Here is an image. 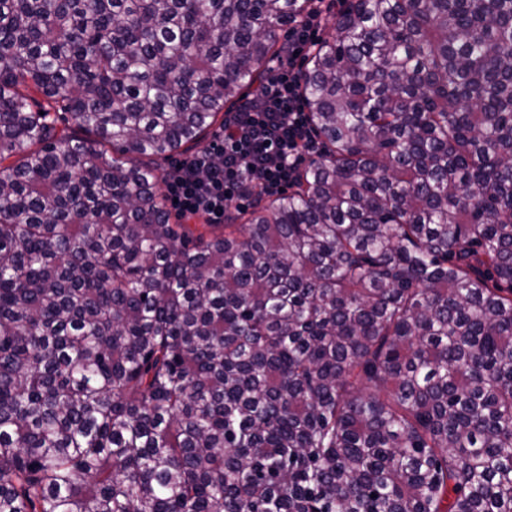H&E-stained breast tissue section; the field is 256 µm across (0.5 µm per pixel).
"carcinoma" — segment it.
<instances>
[{"instance_id": "carcinoma-1", "label": "carcinoma", "mask_w": 512, "mask_h": 512, "mask_svg": "<svg viewBox=\"0 0 512 512\" xmlns=\"http://www.w3.org/2000/svg\"><path fill=\"white\" fill-rule=\"evenodd\" d=\"M311 2L0 0V512H512V0H348L288 189L162 202Z\"/></svg>"}]
</instances>
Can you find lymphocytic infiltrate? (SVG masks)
Instances as JSON below:
<instances>
[{
  "label": "lymphocytic infiltrate",
  "mask_w": 512,
  "mask_h": 512,
  "mask_svg": "<svg viewBox=\"0 0 512 512\" xmlns=\"http://www.w3.org/2000/svg\"><path fill=\"white\" fill-rule=\"evenodd\" d=\"M323 22L317 10L294 25L284 56L225 113L215 148L184 158L166 174L164 194L181 215L220 224L233 197L255 190L273 196L293 181L299 161L314 148L298 60L315 47Z\"/></svg>",
  "instance_id": "1"
}]
</instances>
